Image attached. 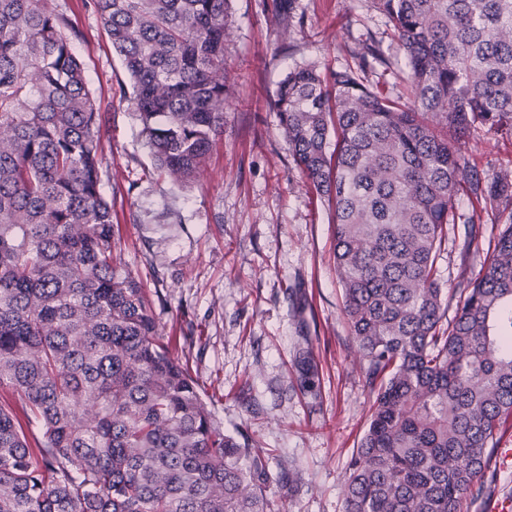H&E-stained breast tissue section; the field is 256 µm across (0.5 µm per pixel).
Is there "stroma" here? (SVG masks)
Returning a JSON list of instances; mask_svg holds the SVG:
<instances>
[{
    "mask_svg": "<svg viewBox=\"0 0 512 512\" xmlns=\"http://www.w3.org/2000/svg\"><path fill=\"white\" fill-rule=\"evenodd\" d=\"M77 31L74 50L100 112L101 191L112 205L114 253L141 282L175 356L196 379L225 433L263 454L277 512H344L346 468L368 428L372 393L342 315L334 213L295 168L272 109L288 69L318 61L354 71L368 88L403 83L405 51L373 0H231L224 52L230 94L224 134L196 181L154 166L131 102L129 76L100 16L84 0H45ZM383 60H376V53ZM472 167L512 172V137L481 129L465 146ZM467 241L446 227L443 288L474 278L492 256L495 211ZM481 495L462 512L512 497V415L502 418Z\"/></svg>",
    "mask_w": 512,
    "mask_h": 512,
    "instance_id": "1",
    "label": "stroma"
}]
</instances>
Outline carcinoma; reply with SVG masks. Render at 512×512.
Returning <instances> with one entry per match:
<instances>
[{"label":"carcinoma","instance_id":"1","mask_svg":"<svg viewBox=\"0 0 512 512\" xmlns=\"http://www.w3.org/2000/svg\"><path fill=\"white\" fill-rule=\"evenodd\" d=\"M407 97L297 66L272 108L296 169L334 207L343 312L374 393L344 512H461L512 415V177L464 146L512 134V0H374ZM132 81L156 168L188 183L224 133L231 0H91ZM77 32L0 0V512H272L268 462L227 435L113 255L99 113ZM336 137L331 144L330 137ZM465 194L505 214L492 258L444 292ZM458 296L452 320L448 304Z\"/></svg>","mask_w":512,"mask_h":512}]
</instances>
